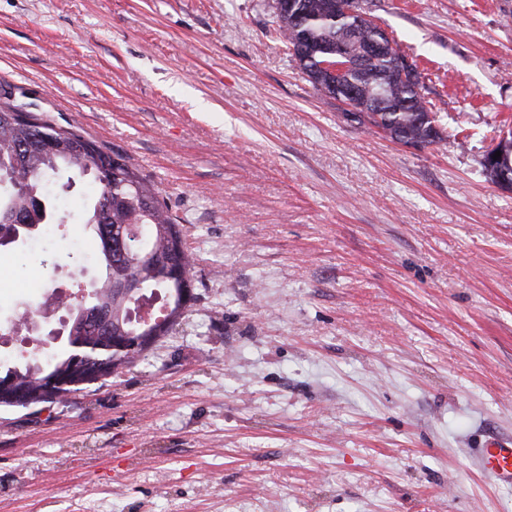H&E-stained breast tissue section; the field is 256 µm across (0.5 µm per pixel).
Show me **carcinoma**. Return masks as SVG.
<instances>
[{
    "label": "carcinoma",
    "mask_w": 512,
    "mask_h": 512,
    "mask_svg": "<svg viewBox=\"0 0 512 512\" xmlns=\"http://www.w3.org/2000/svg\"><path fill=\"white\" fill-rule=\"evenodd\" d=\"M297 24L312 43V50L301 51L289 29L288 4L274 0L280 20L278 34L290 57L306 72H320L331 61L330 43L336 37L348 39L353 50L364 47L380 33L370 21L354 33L356 17L338 14L331 0H294ZM387 51L366 60L361 67H349L339 83L368 86L384 82L390 96L378 105L365 99L357 103L353 120L369 131L396 143L421 142L437 145L446 140L441 134L430 138L436 125L431 103L422 94V80L402 72L397 58L400 43L392 39ZM88 182L95 191L88 194L79 210L83 224L98 240V260L102 273L85 282L80 294L59 296L68 311L66 324L69 350L62 356L44 354V347L33 348L13 363H0V385H8L11 398L0 397V407L33 408L56 403L86 389L84 382L106 380L144 357V350L132 348L141 326L138 298L113 289L112 281L128 275L142 284V296L151 305L163 299L164 308L175 309L179 268L192 277L193 263L186 249L184 231L169 207L160 199L159 189L129 158L118 150L84 136L73 126H56L14 103L12 93L0 91V247L24 242L33 236L27 224H58L57 201L60 193L77 182ZM142 227L136 263L115 258V232ZM165 313L156 326V340L170 335L185 318Z\"/></svg>",
    "instance_id": "obj_1"
}]
</instances>
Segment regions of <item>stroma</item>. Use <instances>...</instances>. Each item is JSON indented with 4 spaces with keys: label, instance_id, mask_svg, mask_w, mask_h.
Wrapping results in <instances>:
<instances>
[{
    "label": "stroma",
    "instance_id": "35a3bbf8",
    "mask_svg": "<svg viewBox=\"0 0 512 512\" xmlns=\"http://www.w3.org/2000/svg\"><path fill=\"white\" fill-rule=\"evenodd\" d=\"M273 0H0V86L127 154L184 228L198 296L142 362L0 411V512H512V0H370L440 127L344 118ZM99 274L89 228L58 224ZM0 250V318L38 289ZM497 143L486 153L485 158H483L484 162L483 160L481 161L482 173L488 181L494 183L495 181L493 179L492 173L489 172V168L498 167L499 177L497 180V187H499L502 190L508 191L512 189V173L502 166L503 147H498ZM496 151H500L501 156L497 160H493V156ZM484 163L489 168H487V166ZM499 163L501 164L500 166L498 165ZM478 462L498 483L512 485V441H490L478 449Z\"/></svg>",
    "mask_w": 512,
    "mask_h": 512
}]
</instances>
